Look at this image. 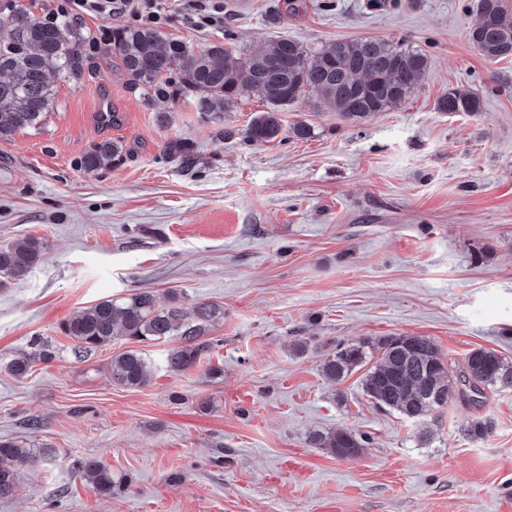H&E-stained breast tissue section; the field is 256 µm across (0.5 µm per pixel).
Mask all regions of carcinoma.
Instances as JSON below:
<instances>
[{
    "label": "carcinoma",
    "mask_w": 512,
    "mask_h": 512,
    "mask_svg": "<svg viewBox=\"0 0 512 512\" xmlns=\"http://www.w3.org/2000/svg\"><path fill=\"white\" fill-rule=\"evenodd\" d=\"M479 22L469 39L482 56L493 63L512 58V9L505 0H479ZM90 33L69 17L45 22L24 8L0 12V139L40 127L51 111L55 87L49 76L66 81L82 79L87 66L84 43ZM104 45L130 87L140 90L145 103L160 98L174 100L186 94L194 110L214 124L224 113L253 91L261 92L269 110L257 112L245 131L251 143L270 142L284 130L281 109L311 92L343 119L358 122L374 112H384L404 101L430 67L427 55L373 38L336 40L314 55L297 41L281 37L264 50L243 54L222 44L194 48L169 39L153 27L125 26L105 31ZM178 81H172V75ZM442 112L474 114L482 99L467 89H454L438 101ZM125 145L105 139L81 160L93 173L119 160ZM165 153L191 169L198 164L192 146L180 139L164 145ZM45 258L44 243L26 237L0 247V286L18 282ZM224 319V307L207 301L186 307L172 293L162 307L149 290L122 299H103L63 325L64 333L77 342L74 356L90 359L118 336L138 342L175 337L164 357L167 372L192 370L213 349L209 338L213 325ZM53 353L40 338L31 351L8 363L15 375H25L33 360H49ZM366 365L363 389L379 407L406 419L419 421L448 405L454 394L475 404L486 391L512 388V363L486 348L471 350L460 371L445 364L437 346L423 336H384L339 349L323 365L324 376L343 380L359 365ZM155 367L142 351L126 350L112 357L108 374L112 383L126 388L148 385ZM492 431L490 421L478 419L467 435L481 440ZM340 458H350L362 444L347 430L318 432L311 439ZM34 453L9 440L0 441V498L17 490V470L33 461ZM82 473L92 490L112 494V471L96 458L81 462Z\"/></svg>",
    "instance_id": "1"
}]
</instances>
